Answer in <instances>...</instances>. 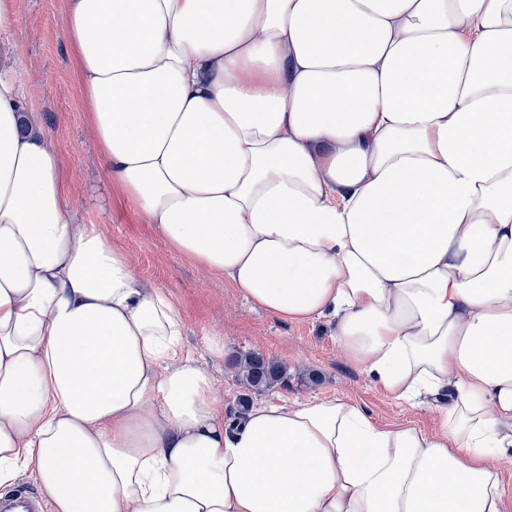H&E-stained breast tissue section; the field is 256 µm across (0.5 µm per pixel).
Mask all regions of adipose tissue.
I'll return each mask as SVG.
<instances>
[{
    "mask_svg": "<svg viewBox=\"0 0 512 512\" xmlns=\"http://www.w3.org/2000/svg\"><path fill=\"white\" fill-rule=\"evenodd\" d=\"M113 186L171 248L439 428L343 400L215 408L170 294L76 223L0 75V486L56 512H505L512 0H68Z\"/></svg>",
    "mask_w": 512,
    "mask_h": 512,
    "instance_id": "ef3b65f1",
    "label": "adipose tissue"
}]
</instances>
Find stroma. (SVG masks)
<instances>
[{
	"instance_id": "stroma-1",
	"label": "stroma",
	"mask_w": 512,
	"mask_h": 512,
	"mask_svg": "<svg viewBox=\"0 0 512 512\" xmlns=\"http://www.w3.org/2000/svg\"><path fill=\"white\" fill-rule=\"evenodd\" d=\"M66 7L67 0H16L18 22L0 33V74L17 73L25 82V109L60 152L78 223L100 225L107 242L129 256L136 281L166 289L181 309L184 352L212 377L218 410L230 418L239 415L243 397L253 404L344 399L364 408L381 427L437 429L433 399H399L385 391L338 348L334 321L283 320L264 312L223 278L171 251L155 226L111 191L86 125L64 33ZM210 335L223 340V356L210 351ZM247 352L287 366V383L259 393L248 390L228 364Z\"/></svg>"
}]
</instances>
